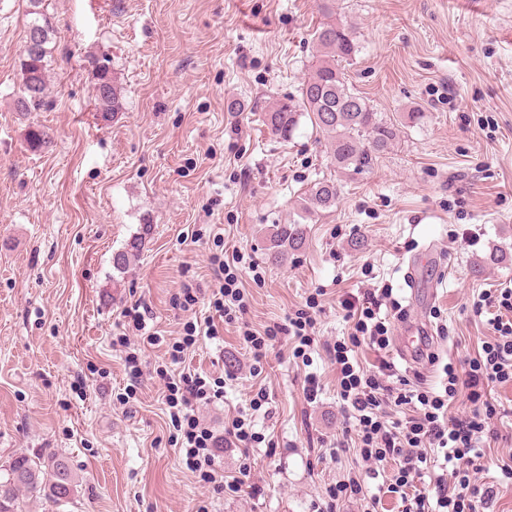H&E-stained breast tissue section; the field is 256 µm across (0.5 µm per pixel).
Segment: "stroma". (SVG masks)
Listing matches in <instances>:
<instances>
[{
  "mask_svg": "<svg viewBox=\"0 0 512 512\" xmlns=\"http://www.w3.org/2000/svg\"><path fill=\"white\" fill-rule=\"evenodd\" d=\"M357 52L344 72L376 111L398 126L395 147L362 174L335 172L326 137L301 117L291 139L269 134L265 110L298 102L326 16L320 0H45L58 29L45 107L17 111L20 59L31 20L27 0H0V465L56 455L77 481L60 504L20 493L18 512H314L347 475L352 453L332 457L343 418L336 369L325 344L347 335L339 300L392 289L408 318L429 328L438 357L475 356L488 336L473 294L512 281V0H336ZM123 87L122 112L95 106L97 67ZM423 112L416 125L409 109ZM48 132L40 150L30 127ZM334 175V207L307 219V238L284 264L266 260L277 224L299 218L309 184ZM472 229L476 243L459 238ZM139 243L125 272L114 253ZM435 258L411 305L410 261ZM501 251V262L489 260ZM242 251L259 263L244 276L247 320L279 322L324 289L317 343L308 359L277 344L262 363L268 413L251 454L256 492H214L186 469L164 388L145 381L136 400L112 341L121 312L141 302L147 332L182 336L195 313L173 305L182 283H216L213 254ZM399 331L387 350L356 348L366 367L382 361L436 382L428 360L405 362ZM186 367L234 371L203 416L223 435L253 380L235 325L201 339ZM323 385L307 404L306 373ZM498 440L485 448L484 480L512 454V383L496 384Z\"/></svg>",
  "mask_w": 512,
  "mask_h": 512,
  "instance_id": "1",
  "label": "stroma"
}]
</instances>
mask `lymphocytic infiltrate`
<instances>
[{
  "mask_svg": "<svg viewBox=\"0 0 512 512\" xmlns=\"http://www.w3.org/2000/svg\"><path fill=\"white\" fill-rule=\"evenodd\" d=\"M211 263L218 279L214 307L219 318L185 323L183 336L168 351L171 363H184L200 337L218 338V323L238 322L247 311L248 300L240 277L246 269L257 272L258 263L245 262L240 253L228 260L213 255ZM385 304L394 314H401L402 308L388 288L339 301L351 331L327 345L326 351L336 366L337 397L345 427L341 439L331 444L329 453L335 456L355 451L358 468L327 487L317 512H337L340 503L346 501L359 502L363 512H378L381 499L369 493L367 482L371 479L382 480L388 492L399 496L402 512H488L497 487L477 479L483 469L480 444L496 436L494 420L498 410L491 400L489 386L512 383V287L485 289L474 297L471 310L477 316L488 315L492 334L463 366L446 363L445 381L438 388L424 386L418 376L410 380L397 375L394 364L388 362L375 372L364 369L353 357V348L364 344L378 351L389 347L390 322L380 315ZM321 311L320 301L313 294L284 322L260 331L243 328V341L254 363H261L284 337L294 342L296 354H305L316 342L315 329ZM146 315L140 304L125 307V325L140 331L141 336L135 342L125 335L116 338L117 345L125 350V362L135 380L141 377L144 347L162 342L161 337L146 334ZM157 375L166 382L165 403L172 422L181 432L179 451L187 469L197 474L201 482L219 490L236 493L249 487L250 450L259 440L253 416L269 402L266 388H259L247 407L239 409L225 424L224 437L219 440L205 425L200 410L222 397L221 379L187 371L172 380L163 369ZM458 401L464 405L463 412L449 415V408ZM221 440L240 451L242 462L236 474L220 473L215 466V449ZM434 458L450 465V474L437 475L432 489H418L425 465ZM392 460L397 462L398 469L390 474L386 465Z\"/></svg>",
  "mask_w": 512,
  "mask_h": 512,
  "instance_id": "f902f5d3",
  "label": "lymphocytic infiltrate"
}]
</instances>
